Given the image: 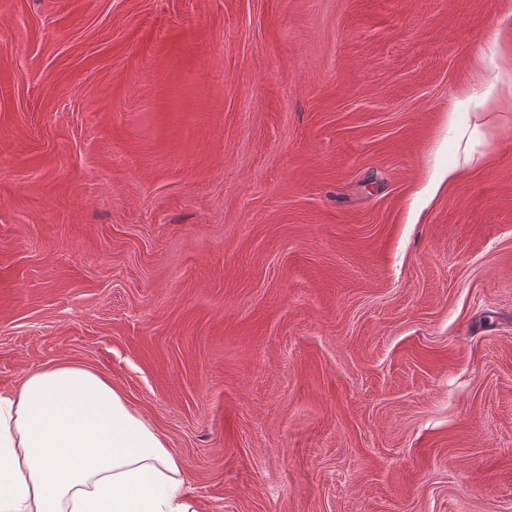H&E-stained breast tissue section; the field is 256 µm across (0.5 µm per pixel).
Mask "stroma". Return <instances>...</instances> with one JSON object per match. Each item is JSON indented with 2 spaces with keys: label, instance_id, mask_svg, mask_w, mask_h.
I'll use <instances>...</instances> for the list:
<instances>
[{
  "label": "stroma",
  "instance_id": "1",
  "mask_svg": "<svg viewBox=\"0 0 512 512\" xmlns=\"http://www.w3.org/2000/svg\"><path fill=\"white\" fill-rule=\"evenodd\" d=\"M508 30L0 0V388L106 375L200 512H512V97L471 133Z\"/></svg>",
  "mask_w": 512,
  "mask_h": 512
}]
</instances>
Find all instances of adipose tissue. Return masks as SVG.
Here are the masks:
<instances>
[{"label": "adipose tissue", "instance_id": "1", "mask_svg": "<svg viewBox=\"0 0 512 512\" xmlns=\"http://www.w3.org/2000/svg\"><path fill=\"white\" fill-rule=\"evenodd\" d=\"M0 512H198L181 458L111 381L72 363L0 390Z\"/></svg>", "mask_w": 512, "mask_h": 512}]
</instances>
